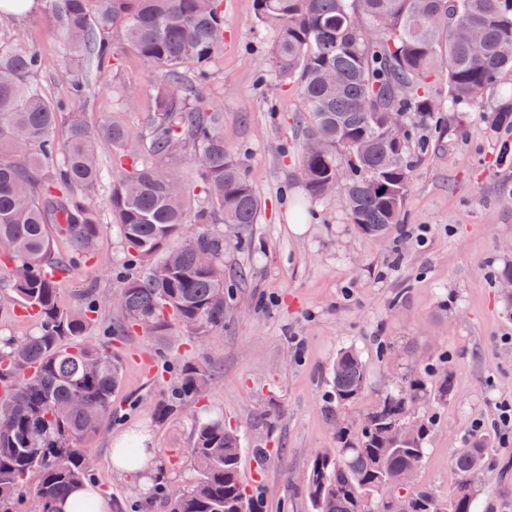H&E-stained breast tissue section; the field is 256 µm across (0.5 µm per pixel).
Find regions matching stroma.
I'll return each mask as SVG.
<instances>
[{"mask_svg": "<svg viewBox=\"0 0 512 512\" xmlns=\"http://www.w3.org/2000/svg\"><path fill=\"white\" fill-rule=\"evenodd\" d=\"M254 0H223L224 53L212 65L206 104L223 118L224 142L236 149L261 201L255 224L225 228L224 327L207 336L173 325L154 336L113 338L122 381L112 397L110 428L88 445L99 493L141 512H169L156 491L115 475L113 438L143 432L167 468L165 488L195 479L188 450L197 421L219 416L241 439V477L254 512H312L299 481L315 455L332 447L328 378L340 348L359 349L370 370V393L392 379L378 345L398 354L447 352L455 397L442 412L422 467L421 484L447 494L452 449L474 422L498 418L512 401V309L501 298L498 271L512 263V165H499L485 105L447 113L428 153L414 167L402 223L382 237L349 224L336 198H311L298 172L304 147L303 101L296 87L261 84L270 36L259 30ZM0 40L37 50L45 94L63 97L69 75L59 64L62 42L46 0L20 18H0ZM136 90L121 118L134 132L153 110L159 72L125 52L118 69L96 76L77 102L89 124L111 113L112 84ZM111 178L97 196L104 230L87 267L65 276L61 298L91 285L114 293L110 274L123 255L109 226ZM213 363L217 376L202 400L166 420L156 406L175 384L182 360ZM491 479L480 512H504L512 487V431L490 437Z\"/></svg>", "mask_w": 512, "mask_h": 512, "instance_id": "stroma-1", "label": "stroma"}]
</instances>
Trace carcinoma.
Wrapping results in <instances>:
<instances>
[{
  "mask_svg": "<svg viewBox=\"0 0 512 512\" xmlns=\"http://www.w3.org/2000/svg\"><path fill=\"white\" fill-rule=\"evenodd\" d=\"M255 21L272 32L269 69L260 79L299 82L306 104L300 168L315 199L336 184L349 223L383 236L401 221L413 157L430 140L418 127H442V113L486 101L495 134H512V0H254ZM73 72L65 101L37 83L40 55L0 44V276L8 278L36 331L0 335V512H17L34 482L39 512H53L91 471L83 443L112 420L121 367L96 334L103 303L95 287L60 300L61 275L92 258L103 225L96 213L102 164L112 146L111 224L123 244L116 270L123 320L110 339L137 327L155 333L175 321L198 335L224 328V232L257 221L260 204L222 121L204 104L209 66L224 49L222 0H47ZM161 72L145 132L113 112L94 129L73 103L91 77L115 66L117 48ZM441 81L444 99L433 95ZM180 151L194 161L205 205L190 210V187L172 170ZM195 224L190 231L187 225ZM215 371L188 360L159 408L178 416L204 398ZM369 371L353 347L330 372L336 447L313 459L305 486L313 512H389L402 475L421 466L441 410L455 395L448 355L413 362L366 404ZM423 410L422 425L395 436ZM190 454L197 476L170 495L171 512H248L238 435L211 418L197 424ZM489 445L465 439L453 451L448 497L419 485L407 512H476L467 473L487 466Z\"/></svg>",
  "mask_w": 512,
  "mask_h": 512,
  "instance_id": "1",
  "label": "carcinoma"
}]
</instances>
